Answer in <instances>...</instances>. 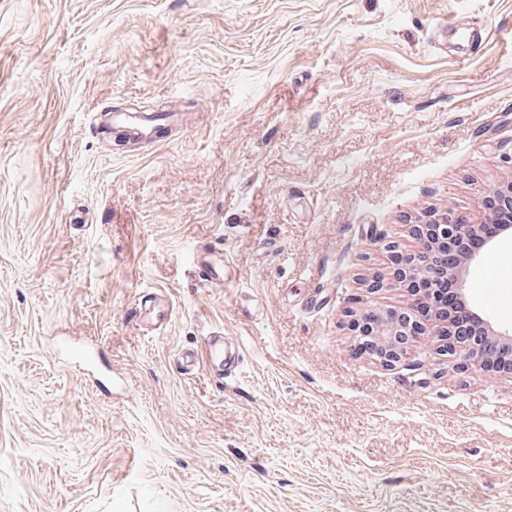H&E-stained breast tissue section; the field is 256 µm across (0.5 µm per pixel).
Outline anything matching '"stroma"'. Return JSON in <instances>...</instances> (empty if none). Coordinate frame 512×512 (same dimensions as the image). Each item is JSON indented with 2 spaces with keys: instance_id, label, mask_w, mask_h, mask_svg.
<instances>
[{
  "instance_id": "1",
  "label": "stroma",
  "mask_w": 512,
  "mask_h": 512,
  "mask_svg": "<svg viewBox=\"0 0 512 512\" xmlns=\"http://www.w3.org/2000/svg\"><path fill=\"white\" fill-rule=\"evenodd\" d=\"M115 110L185 125L119 146ZM511 184L512 0H0V512H512V371L349 327L413 304L424 211ZM502 267L460 273L512 329ZM215 334L237 370L185 373ZM196 268L199 279L216 287H224L233 279V267L223 249L202 245L197 249ZM170 312V301L160 295V298L152 306L135 303L129 309V316L142 329H149L150 326L152 330H155L157 328L154 327L160 326L168 319Z\"/></svg>"
}]
</instances>
